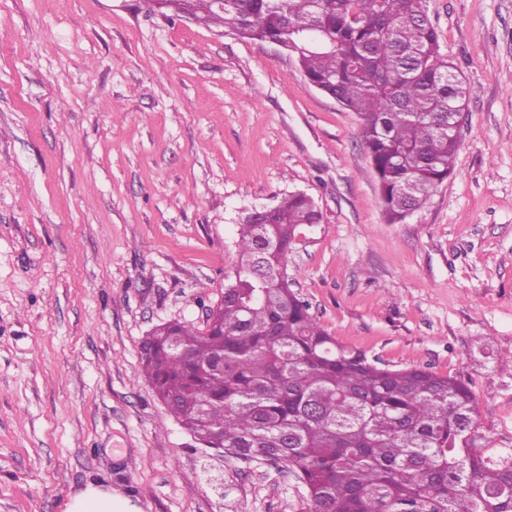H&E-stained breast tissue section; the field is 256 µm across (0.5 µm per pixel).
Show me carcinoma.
Wrapping results in <instances>:
<instances>
[{"mask_svg": "<svg viewBox=\"0 0 512 512\" xmlns=\"http://www.w3.org/2000/svg\"><path fill=\"white\" fill-rule=\"evenodd\" d=\"M259 43L361 119L387 221H403L453 170L465 82L442 52L429 0H148ZM305 193L249 212L223 306L203 330L155 326L141 371L195 439L282 464L306 512H512V448L476 443L461 380L391 369L330 336L293 290L287 258L321 223Z\"/></svg>", "mask_w": 512, "mask_h": 512, "instance_id": "obj_1", "label": "carcinoma"}]
</instances>
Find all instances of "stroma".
I'll list each match as a JSON object with an SVG mask.
<instances>
[{"mask_svg":"<svg viewBox=\"0 0 512 512\" xmlns=\"http://www.w3.org/2000/svg\"><path fill=\"white\" fill-rule=\"evenodd\" d=\"M429 9L465 121L452 173L390 224L358 115L281 47L146 0H0V512L90 486L138 512H303L293 472L217 456L140 369L156 325L205 328L242 217L298 191L322 222L287 269L320 325L461 379L484 445L512 448V0Z\"/></svg>","mask_w":512,"mask_h":512,"instance_id":"1","label":"stroma"}]
</instances>
